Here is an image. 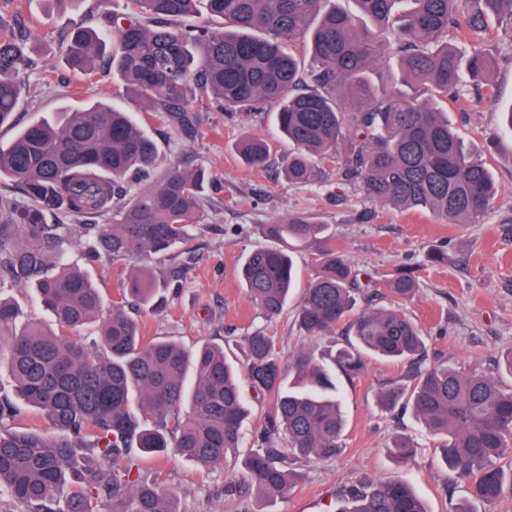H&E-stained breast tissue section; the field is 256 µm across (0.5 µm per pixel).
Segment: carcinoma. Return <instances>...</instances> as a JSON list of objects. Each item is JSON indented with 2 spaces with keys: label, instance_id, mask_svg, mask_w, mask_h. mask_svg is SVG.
<instances>
[{
  "label": "carcinoma",
  "instance_id": "1",
  "mask_svg": "<svg viewBox=\"0 0 512 512\" xmlns=\"http://www.w3.org/2000/svg\"><path fill=\"white\" fill-rule=\"evenodd\" d=\"M329 0H127L126 14H103L102 25L77 29L63 49L76 74L92 75L105 60L143 112L190 134L200 112L230 117L274 106L277 140L288 143V181L317 179L314 160L347 145L345 177L367 201L405 211H429L448 224H478L495 193L482 158L466 148L442 112L446 99L487 85L493 57L483 34L496 20L512 44V0H356L374 27L325 9ZM0 127L14 124L24 74L33 64L31 34L0 19ZM474 41L464 56L451 40ZM308 52L311 86L299 91L298 54ZM394 57L422 100L377 95L367 70ZM272 141L246 137L236 149L250 166L265 163ZM157 145L138 118L108 101L63 110L20 129L0 146V180L14 182L21 199L0 198V288H32L55 319L56 331L18 325L21 306L0 298V352H8L15 393L57 434L37 424L0 430V497L23 512H181L163 472L142 477L143 460L173 453L219 473L224 497L249 512L252 501L273 503L292 489L299 459L327 461L341 448L345 422L328 365L349 377L367 358L405 362L425 340L395 308H367L353 320L354 341L323 362L304 348L283 358L275 337L259 327L245 337L248 355L235 365L224 346L188 349L174 339L142 335L130 311L161 306L146 264L185 243L201 223L203 171L173 169L155 187L132 196L131 183L148 179ZM49 212L78 220L49 224ZM112 216L110 224L86 220ZM264 244L242 261L251 302L272 319L288 307L295 284V246L319 247L320 271L296 307L305 337L331 331L350 314L361 292L342 246L328 225L290 215L257 226ZM80 235L92 264L132 262L129 288L102 316V298L78 267L47 264ZM410 270L385 281L391 301L412 296ZM97 326L88 345L74 335ZM512 350L498 373L455 367L419 369L394 379L378 396L392 409L412 408L438 438L444 465L464 483L469 499L455 512H478L512 496ZM248 382L271 401L255 447L243 451L250 415ZM0 397V426L21 420ZM101 464L81 466L85 452ZM391 453L408 463L417 445L398 435ZM335 512H428L403 481H361L343 491Z\"/></svg>",
  "mask_w": 512,
  "mask_h": 512
}]
</instances>
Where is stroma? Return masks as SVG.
Here are the masks:
<instances>
[{
  "instance_id": "obj_1",
  "label": "stroma",
  "mask_w": 512,
  "mask_h": 512,
  "mask_svg": "<svg viewBox=\"0 0 512 512\" xmlns=\"http://www.w3.org/2000/svg\"><path fill=\"white\" fill-rule=\"evenodd\" d=\"M124 2L109 0L103 5L85 0L74 10L62 2L50 7L44 0H0L1 15L18 16L33 30L36 62L26 77L18 123L93 99L115 98L127 111L142 110L137 96H119L115 76L75 75L60 50L75 25H97L102 11H123ZM488 39L499 51L490 84L497 106L472 93L448 105L449 123L472 151L487 160L498 188L478 224H448L428 212L392 207H377L372 216H365L360 195L342 176V159L320 164V180L294 184L283 171L288 154L284 143L275 144L263 167L247 166L235 145L247 136L271 137L269 111L256 113L245 123L220 112H204L189 137L165 124L147 128L158 147L153 179L177 165L206 171L216 181L206 191L200 224L183 246L193 265L181 289L170 295L163 310L137 316L147 338H173L189 349L204 341L221 342L237 360L245 357V336L257 327L268 328L286 354L304 346L319 356L345 342L349 331L344 323L323 335L302 337L293 300L280 316L264 318L237 277L244 256L260 243L254 225L291 214L302 213L328 225L360 281L367 284L359 308L388 306L384 282L394 271L410 268L418 275L415 294L400 308L423 333L424 352L401 364L369 360L365 373L353 379L333 371L345 418L341 454L328 462L299 461L296 486L273 504L254 503L255 512H335L338 494L366 479L410 482L429 512H454L467 495L442 465L437 440L425 432L412 409H381L377 397L387 382L415 366L447 361L490 374L500 354L512 349V136L500 132L498 112L512 104V44L499 31H490ZM438 245L445 246L447 263L428 264V252ZM397 433L417 444L415 465L398 463L391 455L389 444ZM158 469L178 494L182 512H239L237 503L222 494V474L173 454L145 462L143 471Z\"/></svg>"
}]
</instances>
